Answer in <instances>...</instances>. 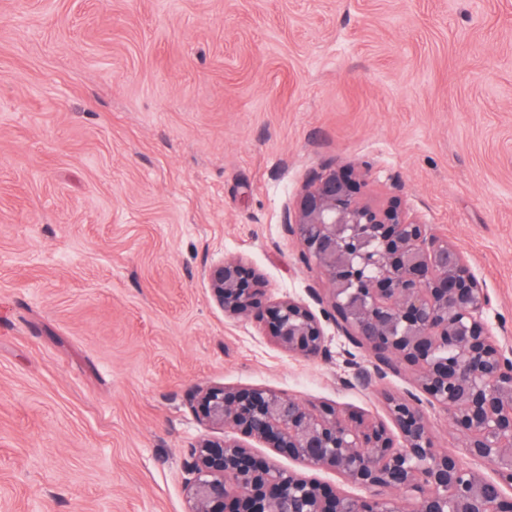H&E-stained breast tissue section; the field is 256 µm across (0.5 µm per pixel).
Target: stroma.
Instances as JSON below:
<instances>
[{
    "instance_id": "35a3bbf8",
    "label": "stroma",
    "mask_w": 512,
    "mask_h": 512,
    "mask_svg": "<svg viewBox=\"0 0 512 512\" xmlns=\"http://www.w3.org/2000/svg\"><path fill=\"white\" fill-rule=\"evenodd\" d=\"M367 162L461 249L512 348V0H0V512H186L196 385L388 420L412 371L352 385L225 317L322 277L285 226Z\"/></svg>"
}]
</instances>
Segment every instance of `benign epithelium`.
Listing matches in <instances>:
<instances>
[{
	"instance_id": "7a95c632",
	"label": "benign epithelium",
	"mask_w": 512,
	"mask_h": 512,
	"mask_svg": "<svg viewBox=\"0 0 512 512\" xmlns=\"http://www.w3.org/2000/svg\"><path fill=\"white\" fill-rule=\"evenodd\" d=\"M326 167L309 177L285 216L288 234L325 277L309 289L319 312L290 296L266 305L260 276L240 257L205 276L224 314L267 324L283 350L327 359L322 322L372 358L365 385L403 364L412 391L387 398L399 438L382 422L343 416L266 387L196 386L189 405L223 436L199 438L183 463L188 512H512V349L497 344L486 314L492 298L460 249L410 212L400 184L383 198L366 191L365 170ZM448 412L464 438L462 458L434 448L424 406ZM241 434L304 467L331 470L369 491L352 497L256 455Z\"/></svg>"
}]
</instances>
